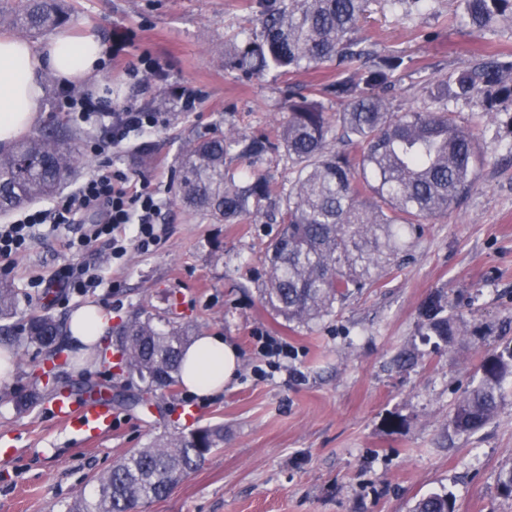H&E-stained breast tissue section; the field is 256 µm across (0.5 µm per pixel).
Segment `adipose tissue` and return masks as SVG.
Returning <instances> with one entry per match:
<instances>
[{
	"label": "adipose tissue",
	"instance_id": "1",
	"mask_svg": "<svg viewBox=\"0 0 512 512\" xmlns=\"http://www.w3.org/2000/svg\"><path fill=\"white\" fill-rule=\"evenodd\" d=\"M104 51L100 38L91 32L64 31L39 48L0 34V143L16 140L36 122L45 98L44 72H53L68 83L92 82ZM110 322L109 314L99 306L82 307L71 318L72 338L85 353H94ZM239 361L238 349L223 337H197L186 353L181 383L199 396L219 394L235 379Z\"/></svg>",
	"mask_w": 512,
	"mask_h": 512
}]
</instances>
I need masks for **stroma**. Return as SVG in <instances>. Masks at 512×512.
<instances>
[{
    "instance_id": "stroma-1",
    "label": "stroma",
    "mask_w": 512,
    "mask_h": 512,
    "mask_svg": "<svg viewBox=\"0 0 512 512\" xmlns=\"http://www.w3.org/2000/svg\"><path fill=\"white\" fill-rule=\"evenodd\" d=\"M69 26L98 34L107 53L95 84L81 93L134 102L161 112L164 123L130 138L118 152L86 155L81 176L116 160L157 186L167 201L161 238L151 251L90 259L103 276L84 295L33 288L30 276L57 274L72 262L54 232L7 271L20 290L18 320L31 311L68 321L96 304L120 325L131 314L193 324L196 334L231 339L240 351L237 377L223 393L188 400L177 386L153 406L113 403L110 432L88 438L54 420L45 405L54 389L85 398L88 389H136L100 355L82 356L71 337L60 355L0 332V347L23 350L0 385V439L14 452L0 462V512H66L78 495L127 452L184 431L193 405L197 426H223L224 445L141 512H411L420 497L449 493L455 512H512L499 489L512 460V379L501 406L479 432H452L448 415L476 381L483 356L512 346V134L482 118L475 104L457 107L471 129L478 161L470 191L446 216L386 266L374 287L352 295L331 315L288 324L260 299L264 256L279 225L261 216L218 224L182 207L175 176L188 142L235 128L276 136L289 93L307 94L336 77L335 67L245 77L227 52L258 27L263 0H69ZM455 0H423L410 16L371 0L359 35L380 53L412 60L395 75L394 103L422 105L423 79L482 55H512V21L478 37L454 19ZM199 92L193 112H179L180 91ZM149 143L146 164L135 161ZM441 297L459 321L453 344L422 334L430 298ZM278 336L291 353L286 367L265 371L257 337Z\"/></svg>"
}]
</instances>
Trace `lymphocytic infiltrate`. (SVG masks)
Here are the masks:
<instances>
[{
	"label": "lymphocytic infiltrate",
	"mask_w": 512,
	"mask_h": 512,
	"mask_svg": "<svg viewBox=\"0 0 512 512\" xmlns=\"http://www.w3.org/2000/svg\"><path fill=\"white\" fill-rule=\"evenodd\" d=\"M59 106L78 124L111 119L112 143L116 146L132 134L151 132L164 121L162 113L145 112L128 103L112 108L89 95L64 96ZM162 204L150 181L136 178L130 170L116 167L113 162H105L75 191L55 199L51 206L26 212L12 223L0 224V263H11L28 251L36 242L40 227L66 229L82 224L85 212H99V223L82 224V234L66 242L69 251L80 255V262L38 282L39 287L59 288L68 294L86 293L99 287L101 278L95 266L84 262V254L98 243L104 244L115 259L123 258L132 248L149 252L159 239L157 219Z\"/></svg>",
	"instance_id": "f902f5d3"
}]
</instances>
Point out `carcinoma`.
<instances>
[{
	"instance_id": "1",
	"label": "carcinoma",
	"mask_w": 512,
	"mask_h": 512,
	"mask_svg": "<svg viewBox=\"0 0 512 512\" xmlns=\"http://www.w3.org/2000/svg\"><path fill=\"white\" fill-rule=\"evenodd\" d=\"M370 0H265L259 30L228 51L247 77L270 70L297 72L327 63L340 67L323 95L343 110L328 115L322 99L300 96L276 139L265 134H221L188 144L177 175V198L218 223L257 216L262 203L277 210L280 231L267 248L261 300L290 323H309L334 306L374 287L379 271L428 221L448 213L473 185L476 148L454 107L475 102L486 113L509 112L512 125V60L481 58L450 69L422 86L421 106H393L384 95L390 78L410 68L403 54L374 53L356 35ZM472 29L495 31L512 17V0H457ZM62 0H15L0 9V28L38 37L71 20ZM81 133L63 122L38 128L0 148V215L28 202L51 198L85 165ZM283 151L292 177L275 189L251 169L235 178L225 165L236 152L245 161ZM18 295L0 278V321L12 318ZM424 327L448 342L458 330L448 306L435 299ZM26 342L52 345L67 332L49 315H33L19 327ZM194 340L189 324L135 314L117 331V367L152 391L171 389ZM476 385L457 401L448 426L473 434L494 416L504 382L512 378V348L485 356ZM224 429L195 428L165 435L120 457L97 478L101 494L78 498L68 512H129L164 498L214 449ZM413 512H454L448 495L419 499Z\"/></svg>"
}]
</instances>
